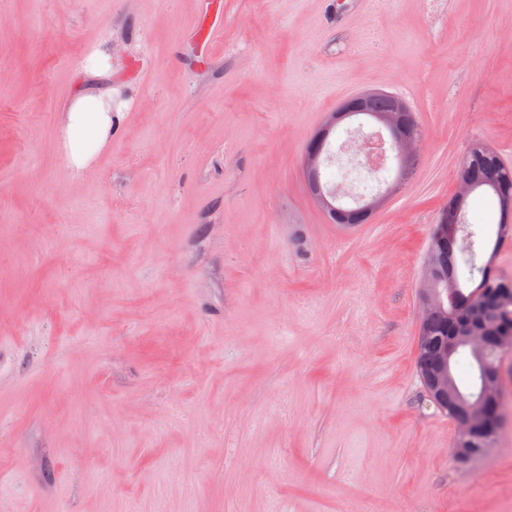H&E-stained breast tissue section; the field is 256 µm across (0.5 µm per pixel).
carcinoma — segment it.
Returning <instances> with one entry per match:
<instances>
[{
  "mask_svg": "<svg viewBox=\"0 0 512 512\" xmlns=\"http://www.w3.org/2000/svg\"><path fill=\"white\" fill-rule=\"evenodd\" d=\"M459 178L473 185L475 191L487 194L497 205L495 234L491 236L474 227L463 206L457 216L459 236L445 243H436L431 237L427 252L439 274L448 275L458 285L460 322L473 323L490 336H512V280L498 275L494 268L501 245L512 237V166L505 164L494 150L476 145L466 155ZM449 330L448 316L443 311L419 327L418 335L426 337V343L417 348L415 363L424 386L439 365L442 339ZM488 364L502 367L493 346L481 356L461 346L449 361L453 393L467 400H482L484 422L474 433L477 443L488 433L501 432L506 420L503 381H498L497 395H483V368Z\"/></svg>",
  "mask_w": 512,
  "mask_h": 512,
  "instance_id": "obj_1",
  "label": "carcinoma"
}]
</instances>
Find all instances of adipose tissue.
<instances>
[{
  "label": "adipose tissue",
  "mask_w": 512,
  "mask_h": 512,
  "mask_svg": "<svg viewBox=\"0 0 512 512\" xmlns=\"http://www.w3.org/2000/svg\"><path fill=\"white\" fill-rule=\"evenodd\" d=\"M111 137V97H76L67 112L63 131L64 147L71 163L76 168H85Z\"/></svg>",
  "instance_id": "ef3b65f1"
}]
</instances>
